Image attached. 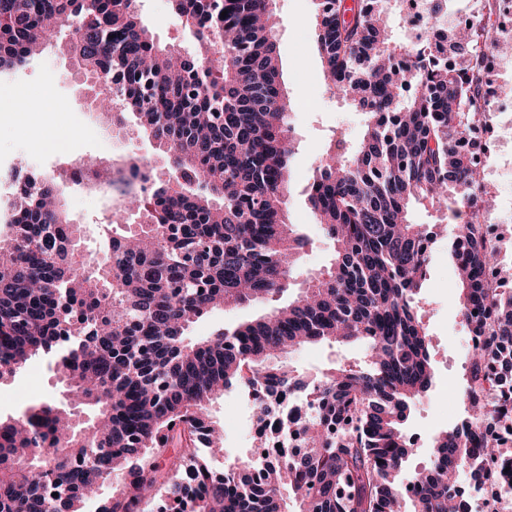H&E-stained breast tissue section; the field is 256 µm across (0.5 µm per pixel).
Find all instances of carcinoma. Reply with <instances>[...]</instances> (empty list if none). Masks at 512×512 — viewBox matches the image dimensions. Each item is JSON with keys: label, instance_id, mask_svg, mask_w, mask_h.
<instances>
[{"label": "carcinoma", "instance_id": "obj_1", "mask_svg": "<svg viewBox=\"0 0 512 512\" xmlns=\"http://www.w3.org/2000/svg\"><path fill=\"white\" fill-rule=\"evenodd\" d=\"M269 2L171 0L195 41L184 52L157 42L138 0H0L1 74L61 42L112 102V128L148 134L169 160L164 179L130 162L144 187L94 255L46 178L9 201L0 381L47 356L69 396L0 419V512H84L95 498L97 512L150 499L190 512H469L458 476L497 454L479 430L512 423V291L485 277L501 248L483 237L489 209L463 151L492 91L512 95L483 68L497 0L448 30L446 58L420 36L392 43L402 0H317L329 86L366 116L360 148L330 142L307 187L333 263L270 313L188 343L216 309L282 297L309 244L286 211L293 128ZM451 2L427 0L428 15L443 20ZM416 204L467 214L449 252L458 314L481 345L464 373L465 426L433 436L429 465L408 472L404 425L433 385L417 301L432 230L411 221ZM316 342L357 344L363 361L312 382L314 403L282 422L300 446L276 449L263 478L239 459L214 477L200 449L220 451L225 426L209 403L232 388L292 390L291 355Z\"/></svg>", "mask_w": 512, "mask_h": 512}]
</instances>
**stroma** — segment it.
<instances>
[{"mask_svg":"<svg viewBox=\"0 0 512 512\" xmlns=\"http://www.w3.org/2000/svg\"><path fill=\"white\" fill-rule=\"evenodd\" d=\"M272 8L278 18L275 35L283 81L292 102L295 138L292 192L287 208L291 223L311 240L294 268L296 279L302 281L327 270L334 254L332 241L322 233L309 207L306 188L323 149L332 139L342 137L348 146L360 145L366 118L338 100L326 85L316 43L315 0H273ZM140 11L143 22L160 44L189 45V35L172 14L169 0H141ZM14 80L18 90L33 96L45 95L48 105L42 112L25 114L23 119L0 122V166L13 165L17 154H28L42 174L54 182L73 221L84 225L85 250L98 252L104 240V229L120 197L103 185L89 188L75 184L70 178L72 167L90 155L115 163L136 156L157 167L162 166L164 160L150 138H131L102 127L97 112L90 106L81 77L57 48H48L18 71ZM270 308V303L266 302L234 310H216L199 320L189 336L195 340L216 330L234 327L257 318ZM419 313L432 340L434 382L429 396L416 402L407 423L408 432L421 434L424 439L408 460L407 467L411 470L426 465L427 439L456 425V418L449 412L448 395L460 389L468 361L466 329L458 315V292L453 264L448 258L447 237L436 240L420 293ZM361 359L359 346L323 342L299 349L292 363L298 379L308 381L316 374L339 365L356 364ZM59 396L51 359L37 357L14 378L0 384V416L17 415ZM248 405L246 392L232 389L209 406L213 421L226 426L224 446L234 458L249 457L253 451V442L248 437Z\"/></svg>","mask_w":512,"mask_h":512,"instance_id":"obj_1","label":"stroma"}]
</instances>
